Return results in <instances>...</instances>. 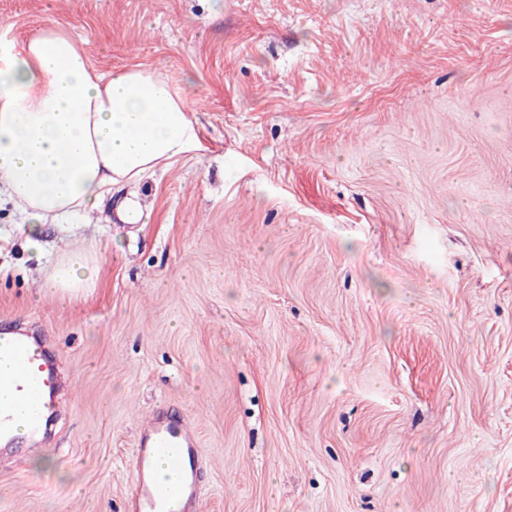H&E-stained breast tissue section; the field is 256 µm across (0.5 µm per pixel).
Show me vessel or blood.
Listing matches in <instances>:
<instances>
[{
    "mask_svg": "<svg viewBox=\"0 0 512 512\" xmlns=\"http://www.w3.org/2000/svg\"><path fill=\"white\" fill-rule=\"evenodd\" d=\"M0 356L12 368L0 374V385L12 388V401L0 404V434L17 409L27 412L30 433H39L62 387L57 365L31 336H1ZM196 433L188 421L153 419L143 427L136 452L137 481L129 499L131 512H196L198 485L192 460Z\"/></svg>",
    "mask_w": 512,
    "mask_h": 512,
    "instance_id": "b4317fda",
    "label": "vessel or blood"
}]
</instances>
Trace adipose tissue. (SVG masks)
Segmentation results:
<instances>
[{
    "label": "adipose tissue",
    "mask_w": 512,
    "mask_h": 512,
    "mask_svg": "<svg viewBox=\"0 0 512 512\" xmlns=\"http://www.w3.org/2000/svg\"><path fill=\"white\" fill-rule=\"evenodd\" d=\"M188 110L154 72L97 73L58 28L0 42V188L25 218L27 244L40 247L44 225L102 213L106 197L121 189L119 221L139 223L141 180L196 139ZM97 274L73 251L49 266L43 287L71 297L94 287Z\"/></svg>",
    "instance_id": "adipose-tissue-1"
}]
</instances>
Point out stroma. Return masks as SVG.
Returning <instances> with one entry per match:
<instances>
[{
	"instance_id": "stroma-1",
	"label": "stroma",
	"mask_w": 512,
	"mask_h": 512,
	"mask_svg": "<svg viewBox=\"0 0 512 512\" xmlns=\"http://www.w3.org/2000/svg\"><path fill=\"white\" fill-rule=\"evenodd\" d=\"M147 69L197 143L140 224L0 206V329L68 385L0 512H124L140 427L194 424L198 512H512V0H0ZM94 248L71 300L42 265Z\"/></svg>"
}]
</instances>
